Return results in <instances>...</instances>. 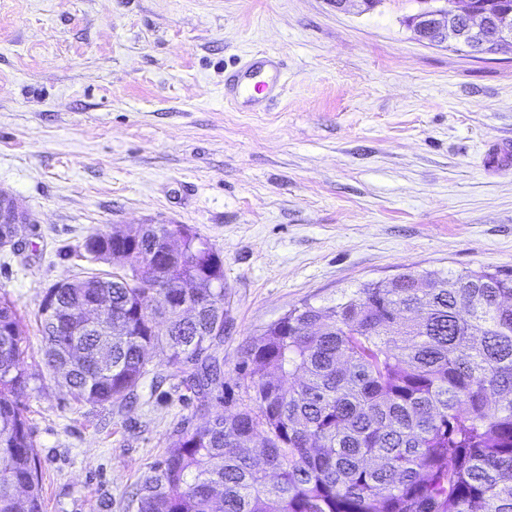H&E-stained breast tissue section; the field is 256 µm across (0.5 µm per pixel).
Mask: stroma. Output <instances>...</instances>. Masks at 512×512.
I'll return each mask as SVG.
<instances>
[{
	"instance_id": "stroma-1",
	"label": "stroma",
	"mask_w": 512,
	"mask_h": 512,
	"mask_svg": "<svg viewBox=\"0 0 512 512\" xmlns=\"http://www.w3.org/2000/svg\"><path fill=\"white\" fill-rule=\"evenodd\" d=\"M413 0H0V192L29 214L0 249L26 324L19 403L42 512H136L182 423L223 414L151 352L122 403L76 402L44 361L48 287L105 263L97 232L186 224L224 258L221 356L289 309L407 271L512 270V47L419 40ZM287 64L277 97L224 101V71Z\"/></svg>"
}]
</instances>
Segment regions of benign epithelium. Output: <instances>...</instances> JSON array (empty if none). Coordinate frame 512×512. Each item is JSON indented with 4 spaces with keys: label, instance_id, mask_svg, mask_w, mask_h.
I'll return each mask as SVG.
<instances>
[{
    "label": "benign epithelium",
    "instance_id": "benign-epithelium-1",
    "mask_svg": "<svg viewBox=\"0 0 512 512\" xmlns=\"http://www.w3.org/2000/svg\"><path fill=\"white\" fill-rule=\"evenodd\" d=\"M416 13L409 16L408 24L426 43L443 44L450 40L462 43L471 37L479 40L478 50L489 54L505 45H512V14L501 13L493 17L484 0H415ZM496 26L494 37L483 40L487 28ZM1 224L21 227L26 223L25 211L17 200L10 209L0 212Z\"/></svg>",
    "mask_w": 512,
    "mask_h": 512
}]
</instances>
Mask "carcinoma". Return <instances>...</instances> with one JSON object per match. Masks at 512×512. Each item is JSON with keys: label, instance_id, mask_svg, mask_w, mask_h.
I'll list each match as a JSON object with an SVG mask.
<instances>
[{"label": "carcinoma", "instance_id": "1", "mask_svg": "<svg viewBox=\"0 0 512 512\" xmlns=\"http://www.w3.org/2000/svg\"><path fill=\"white\" fill-rule=\"evenodd\" d=\"M80 249L112 271L56 283L39 307L45 362L74 399H126L162 345L197 394L239 406L176 431L137 512H512V271L406 272L295 307L252 338L230 384L224 261L207 238L142 224ZM25 348L1 294L0 512H41Z\"/></svg>", "mask_w": 512, "mask_h": 512}]
</instances>
